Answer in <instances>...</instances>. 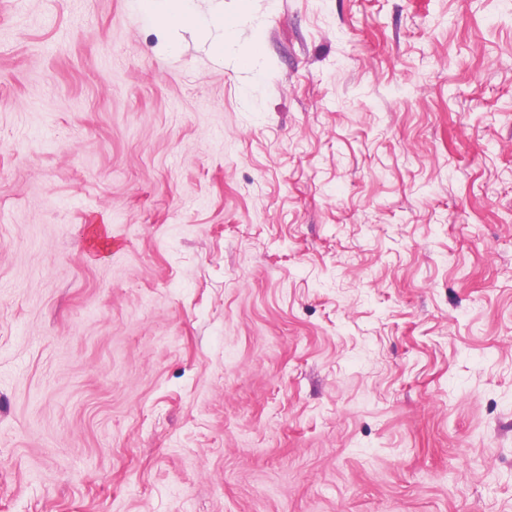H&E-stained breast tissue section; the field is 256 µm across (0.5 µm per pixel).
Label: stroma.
Wrapping results in <instances>:
<instances>
[{
	"mask_svg": "<svg viewBox=\"0 0 512 512\" xmlns=\"http://www.w3.org/2000/svg\"><path fill=\"white\" fill-rule=\"evenodd\" d=\"M194 7L0 0V512H512V0ZM136 5L149 21L161 19L169 29L187 26L204 28L211 25L196 15L193 0H137Z\"/></svg>",
	"mask_w": 512,
	"mask_h": 512,
	"instance_id": "35a3bbf8",
	"label": "stroma"
}]
</instances>
